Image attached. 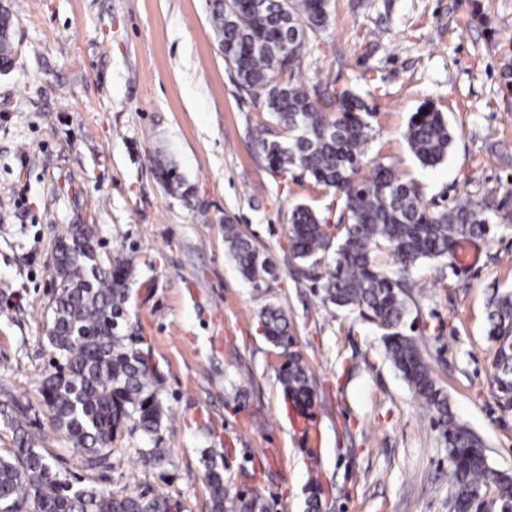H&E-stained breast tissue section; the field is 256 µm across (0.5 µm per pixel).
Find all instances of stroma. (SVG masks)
Returning a JSON list of instances; mask_svg holds the SVG:
<instances>
[{
	"label": "stroma",
	"instance_id": "stroma-1",
	"mask_svg": "<svg viewBox=\"0 0 512 512\" xmlns=\"http://www.w3.org/2000/svg\"><path fill=\"white\" fill-rule=\"evenodd\" d=\"M12 69L0 74V393L29 408L66 477L114 491L150 487L180 512H210L209 454L233 495L268 512H306L312 482L327 512H454L448 449L425 405L386 355L379 331L323 303L289 243L304 203L338 235L340 204L298 174L276 175L255 145L271 117L238 90L209 24L210 0H7ZM327 29L305 49L301 78L324 75L373 106L369 152L417 182L425 202L462 190L512 208V0H329ZM454 142L421 168L399 136L424 102ZM167 163L193 190L170 196ZM232 222L274 266L261 287L229 257ZM91 228L101 258L132 266L128 312L164 377L172 458L140 466L120 434L108 467L86 470L52 430L37 386L55 358L47 330L61 230ZM475 265L423 267L407 297L413 336L458 421L512 473V411L488 382L491 294L512 291V228L470 239ZM282 307L308 365L318 431L292 429L282 359L260 332Z\"/></svg>",
	"mask_w": 512,
	"mask_h": 512
}]
</instances>
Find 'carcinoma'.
I'll list each match as a JSON object with an SVG mask.
<instances>
[{"instance_id": "1", "label": "carcinoma", "mask_w": 512, "mask_h": 512, "mask_svg": "<svg viewBox=\"0 0 512 512\" xmlns=\"http://www.w3.org/2000/svg\"><path fill=\"white\" fill-rule=\"evenodd\" d=\"M328 0H211L210 26L233 69L236 84L271 115L286 137L257 139L268 169L298 171L331 191L341 204L342 236L335 243L324 219L310 206L293 205L289 216L292 255L318 284L322 301L356 311L383 332L386 352L414 395L434 413L448 448L449 481L457 512H472L493 494L501 512H512V474L489 466L483 441L454 418L447 394L437 386L413 337L404 333L406 293L420 288L427 263L451 258L461 239L484 237L494 225L512 226V211L491 195L464 193L447 207L427 204L417 185L368 153L375 112L354 90L319 80H298L303 50L327 27ZM13 35H0V71L13 63ZM421 166L442 163L452 134L444 113L422 104L400 132ZM368 174L361 175L362 170ZM167 191L180 198L192 191L171 166H159ZM227 252L242 276L259 288L274 276L266 257L232 223L224 225ZM388 252L391 264L379 263ZM55 290L47 332L59 360L40 381L53 430L64 437L87 470L128 451L144 468L161 469L169 449L160 447L166 414L160 399L163 377L142 348L137 324L127 315L130 264L102 261L90 228L72 224L55 245ZM263 335L280 350L278 381L300 415L309 414L316 386L294 350L285 310L269 305L259 315ZM488 336L497 344L490 383L501 407L512 410V293L491 296ZM10 414L16 448L0 454V504L5 512H170L171 503L150 490L112 492L73 482L28 431V410L13 401ZM123 431L139 433L145 446L115 449ZM211 512H266L256 499L230 496L224 468L206 472Z\"/></svg>"}]
</instances>
